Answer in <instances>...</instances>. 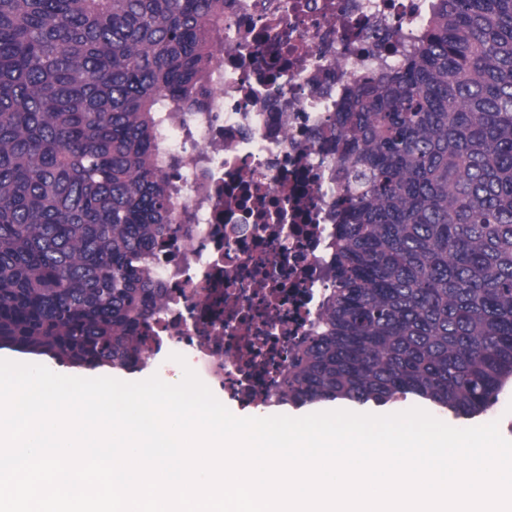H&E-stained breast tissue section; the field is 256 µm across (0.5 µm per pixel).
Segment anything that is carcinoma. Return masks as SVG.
Instances as JSON below:
<instances>
[{
    "mask_svg": "<svg viewBox=\"0 0 512 512\" xmlns=\"http://www.w3.org/2000/svg\"><path fill=\"white\" fill-rule=\"evenodd\" d=\"M224 0H0V349L135 369L184 241L165 112L215 107ZM332 288L270 402L457 417L512 381V0H431L414 51L354 79Z\"/></svg>",
    "mask_w": 512,
    "mask_h": 512,
    "instance_id": "carcinoma-1",
    "label": "carcinoma"
}]
</instances>
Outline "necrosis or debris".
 I'll return each mask as SVG.
<instances>
[{"label":"necrosis or debris","mask_w":512,"mask_h":512,"mask_svg":"<svg viewBox=\"0 0 512 512\" xmlns=\"http://www.w3.org/2000/svg\"><path fill=\"white\" fill-rule=\"evenodd\" d=\"M428 0H224L216 108L168 126L172 190L192 227L156 272L159 371L172 354L240 403L285 369L330 286L333 157L317 134L355 75L411 52Z\"/></svg>","instance_id":"4bbe7bcc"}]
</instances>
